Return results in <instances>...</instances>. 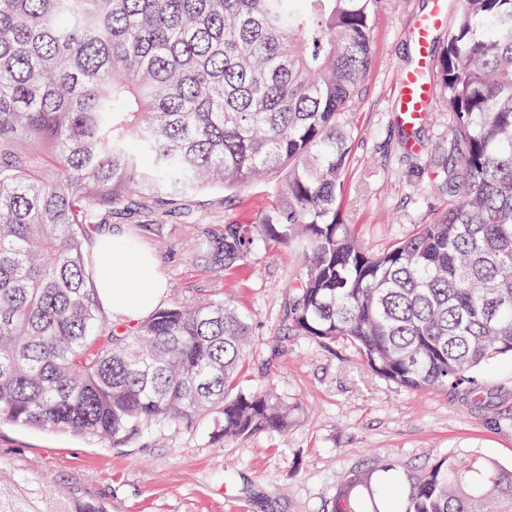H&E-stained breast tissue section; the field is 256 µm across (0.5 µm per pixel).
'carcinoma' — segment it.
Segmentation results:
<instances>
[{"instance_id": "carcinoma-1", "label": "carcinoma", "mask_w": 512, "mask_h": 512, "mask_svg": "<svg viewBox=\"0 0 512 512\" xmlns=\"http://www.w3.org/2000/svg\"><path fill=\"white\" fill-rule=\"evenodd\" d=\"M381 0H0V423L128 448L160 427L285 432L292 409L240 387L250 316L231 300L113 323L94 234L196 194L273 180L257 224L203 232L214 273L263 236L295 243L290 328L352 346L400 387L479 395L512 360V0H460L435 63L448 104V204L382 253L339 217L353 135L341 116L373 58ZM0 512H105L23 477ZM331 512H512V469L379 460Z\"/></svg>"}]
</instances>
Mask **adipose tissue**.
Wrapping results in <instances>:
<instances>
[{
	"label": "adipose tissue",
	"instance_id": "ef3b65f1",
	"mask_svg": "<svg viewBox=\"0 0 512 512\" xmlns=\"http://www.w3.org/2000/svg\"><path fill=\"white\" fill-rule=\"evenodd\" d=\"M97 253L98 294L113 320L130 326L151 313L166 292L156 260L109 230L99 236Z\"/></svg>",
	"mask_w": 512,
	"mask_h": 512
}]
</instances>
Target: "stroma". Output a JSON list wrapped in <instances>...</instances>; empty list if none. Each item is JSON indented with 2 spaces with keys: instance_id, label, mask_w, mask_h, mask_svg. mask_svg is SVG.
<instances>
[{
  "instance_id": "1",
  "label": "stroma",
  "mask_w": 512,
  "mask_h": 512,
  "mask_svg": "<svg viewBox=\"0 0 512 512\" xmlns=\"http://www.w3.org/2000/svg\"><path fill=\"white\" fill-rule=\"evenodd\" d=\"M431 0H383L373 30L374 63L346 122L358 135L340 218L379 253L445 209L435 161L448 139V105L435 95L413 136L396 110L400 70L414 60L411 33ZM275 197L252 183L226 199L192 200L197 228L258 223ZM121 234L153 255L168 288L164 303L230 295L252 316L241 385L272 386L292 407L287 432L214 441L211 421L191 431L162 428L129 448L71 432L0 425V473L35 481L47 494L103 502L107 512H330L338 486L378 459L417 470L443 457L490 458L512 467V362L480 372L485 403L465 405L452 390L413 391L363 366L355 350L288 328V279L302 264L297 244L259 243L243 265L216 277L186 253L188 226L176 214L159 234L138 217Z\"/></svg>"
}]
</instances>
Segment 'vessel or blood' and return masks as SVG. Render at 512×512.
<instances>
[{
  "instance_id": "obj_1",
  "label": "vessel or blood",
  "mask_w": 512,
  "mask_h": 512,
  "mask_svg": "<svg viewBox=\"0 0 512 512\" xmlns=\"http://www.w3.org/2000/svg\"><path fill=\"white\" fill-rule=\"evenodd\" d=\"M448 13L446 0H433L431 12L419 21L413 31L418 62L415 68L402 71L397 80L396 97L401 119L412 125L421 121L435 89L426 73L431 66V49L436 32L444 25Z\"/></svg>"
}]
</instances>
